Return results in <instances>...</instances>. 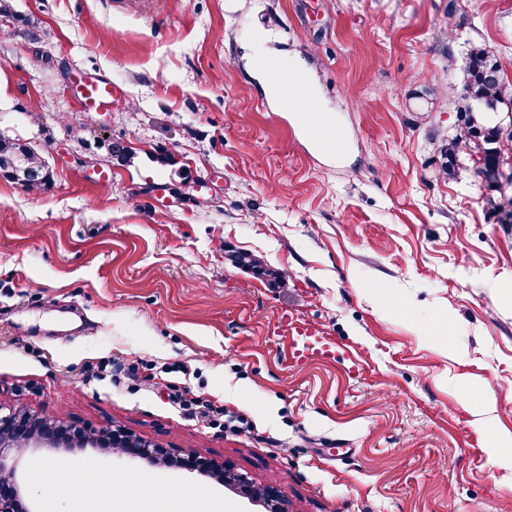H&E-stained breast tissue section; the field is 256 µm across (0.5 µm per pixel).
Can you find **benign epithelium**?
Returning a JSON list of instances; mask_svg holds the SVG:
<instances>
[{"label":"benign epithelium","instance_id":"7a95c632","mask_svg":"<svg viewBox=\"0 0 512 512\" xmlns=\"http://www.w3.org/2000/svg\"><path fill=\"white\" fill-rule=\"evenodd\" d=\"M120 449L123 454L139 457L152 464L170 458L166 449L131 435L87 432L75 425L49 415L39 416L23 407L4 408L0 405V512H39L41 492L19 476L20 465L26 450L45 449L51 453L68 452L82 448ZM190 471L213 476L242 491L249 490L250 480L238 474L229 475L223 468L197 459L195 454L182 460ZM267 512H288L279 492L267 487L253 497Z\"/></svg>","mask_w":512,"mask_h":512}]
</instances>
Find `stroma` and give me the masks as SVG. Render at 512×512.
<instances>
[{
    "mask_svg": "<svg viewBox=\"0 0 512 512\" xmlns=\"http://www.w3.org/2000/svg\"><path fill=\"white\" fill-rule=\"evenodd\" d=\"M0 4V137L52 174L44 190L0 179V405L192 451L289 512H512V224L486 210L468 156L449 181L439 153L462 130L470 47L512 78V0ZM260 53L304 76L343 154L269 95ZM77 72L119 85L108 110L81 109ZM296 326L335 357L291 359ZM115 356L140 381L83 370ZM187 388L255 434L187 415ZM49 487L43 512H265L214 478L92 448ZM228 261L239 268L253 269L255 273L263 277L270 284H277L281 280L280 271L258 265L253 256L244 251H237L227 255Z\"/></svg>",
    "mask_w": 512,
    "mask_h": 512,
    "instance_id": "35a3bbf8",
    "label": "stroma"
}]
</instances>
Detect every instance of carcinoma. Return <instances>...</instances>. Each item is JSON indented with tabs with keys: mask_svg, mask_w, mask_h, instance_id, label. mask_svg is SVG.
I'll return each mask as SVG.
<instances>
[{
	"mask_svg": "<svg viewBox=\"0 0 512 512\" xmlns=\"http://www.w3.org/2000/svg\"><path fill=\"white\" fill-rule=\"evenodd\" d=\"M462 81L468 98L463 128L467 141L465 148L478 155L481 165L477 176L489 189L495 179V168L503 159L500 148L503 138L499 137L498 125L494 123L491 111L499 105L512 106V81L504 75L498 61L479 46L470 51ZM440 153L445 159L443 169L448 171L450 177H455L454 161L459 153L455 143L442 144ZM0 178L38 190L49 185L51 174L38 151L23 142H9L0 138ZM485 203L491 212L497 214L499 221L512 222L511 196L492 194L486 197ZM227 259L236 267L254 270L271 284L281 280L280 271L259 265L248 252L237 251L227 255Z\"/></svg>",
	"mask_w": 512,
	"mask_h": 512,
	"instance_id": "1",
	"label": "carcinoma"
}]
</instances>
